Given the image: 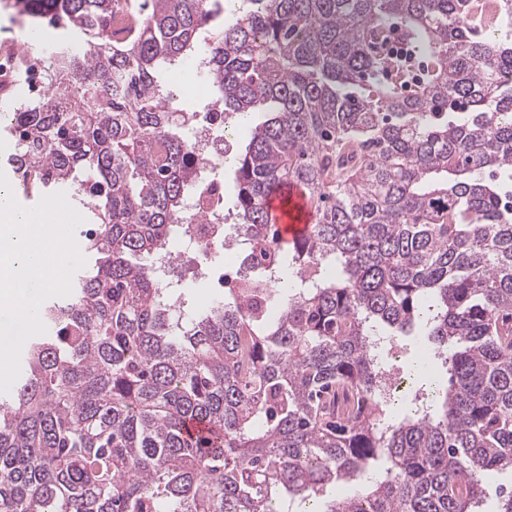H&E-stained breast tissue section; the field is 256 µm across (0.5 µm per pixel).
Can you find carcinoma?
Instances as JSON below:
<instances>
[{
  "instance_id": "cac0c4a2",
  "label": "carcinoma",
  "mask_w": 512,
  "mask_h": 512,
  "mask_svg": "<svg viewBox=\"0 0 512 512\" xmlns=\"http://www.w3.org/2000/svg\"><path fill=\"white\" fill-rule=\"evenodd\" d=\"M113 2L12 3L82 42L3 103L12 191L82 196L90 228L0 397V512H512L486 491L512 472V0L493 22L486 0H231L209 34L218 0H143L110 32ZM392 22L427 58L409 91L375 52ZM195 56L222 112L264 113L236 160L242 281L202 313L151 272L205 220L197 112L161 84ZM284 185L315 211L286 248Z\"/></svg>"
}]
</instances>
